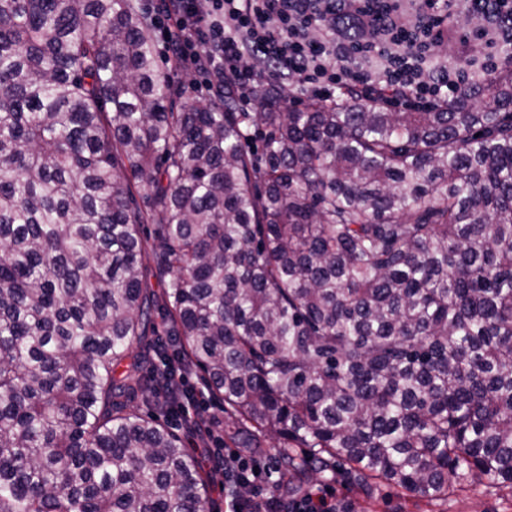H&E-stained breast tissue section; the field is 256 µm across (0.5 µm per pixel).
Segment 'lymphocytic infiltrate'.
<instances>
[{"label": "lymphocytic infiltrate", "instance_id": "obj_1", "mask_svg": "<svg viewBox=\"0 0 512 512\" xmlns=\"http://www.w3.org/2000/svg\"><path fill=\"white\" fill-rule=\"evenodd\" d=\"M352 24L336 29L342 0H142L160 43L184 70L228 79L240 102H248L258 74L306 96L329 100L352 85L383 89L418 109L447 100L472 74L434 56L436 46H467L449 15L447 0H391L374 12L354 0ZM190 370L176 363L158 380L163 397H175V419L195 429L211 403L206 381L189 385ZM202 457L224 489L228 512H335L326 495L283 503L265 484L266 469L227 451L213 432L199 436Z\"/></svg>", "mask_w": 512, "mask_h": 512}]
</instances>
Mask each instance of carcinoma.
Listing matches in <instances>:
<instances>
[{"mask_svg": "<svg viewBox=\"0 0 512 512\" xmlns=\"http://www.w3.org/2000/svg\"><path fill=\"white\" fill-rule=\"evenodd\" d=\"M182 93L133 0H0V512H207L146 336L291 479L512 487V48L426 112Z\"/></svg>", "mask_w": 512, "mask_h": 512, "instance_id": "obj_1", "label": "carcinoma"}]
</instances>
